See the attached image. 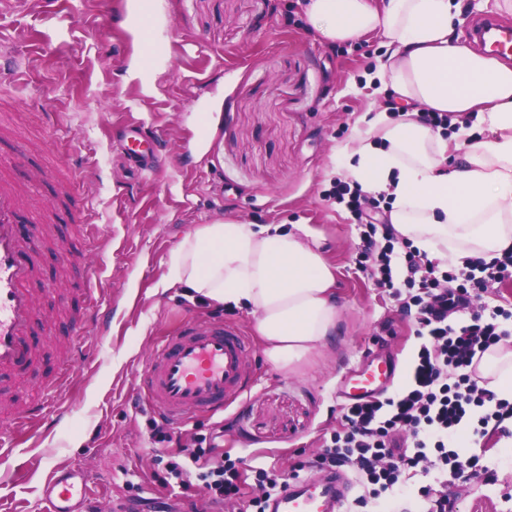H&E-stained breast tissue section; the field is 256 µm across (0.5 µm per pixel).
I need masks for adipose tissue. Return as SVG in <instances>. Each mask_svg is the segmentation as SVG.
Returning <instances> with one entry per match:
<instances>
[{"mask_svg":"<svg viewBox=\"0 0 512 512\" xmlns=\"http://www.w3.org/2000/svg\"><path fill=\"white\" fill-rule=\"evenodd\" d=\"M463 8L464 0H304L321 43L383 38L375 76L400 107L395 118L384 108L360 117L333 150V174L388 193L399 235L460 263L512 250V66L455 37ZM425 111L460 118L451 139L421 123ZM165 285L247 310L266 359L283 372L336 330L335 269L300 224L202 225L172 252ZM479 371L490 389L512 394L511 349L490 348Z\"/></svg>","mask_w":512,"mask_h":512,"instance_id":"adipose-tissue-1","label":"adipose tissue"}]
</instances>
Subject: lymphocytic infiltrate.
<instances>
[{
    "label": "lymphocytic infiltrate",
    "mask_w": 512,
    "mask_h": 512,
    "mask_svg": "<svg viewBox=\"0 0 512 512\" xmlns=\"http://www.w3.org/2000/svg\"><path fill=\"white\" fill-rule=\"evenodd\" d=\"M383 230L380 244L364 233L361 264L371 269L376 286L403 297L404 308H416L421 344L391 396L343 406L347 429L316 460L328 471L354 468L376 497L405 487L407 471L418 467L437 469L443 479L487 474L477 447L488 428L512 419V398L480 386L475 373L489 348L512 333L500 322L501 310L486 320L475 316L449 324L451 315L469 307L468 288L455 285L454 275L427 260L412 242H398L392 225ZM399 244L407 273L401 282L392 266ZM404 432L411 435L406 446L397 440ZM165 467L180 488L197 484L212 512H266L267 500L284 487L278 475L259 467L257 492L245 496L236 461L201 448L184 460H168Z\"/></svg>",
    "instance_id": "f902f5d3"
}]
</instances>
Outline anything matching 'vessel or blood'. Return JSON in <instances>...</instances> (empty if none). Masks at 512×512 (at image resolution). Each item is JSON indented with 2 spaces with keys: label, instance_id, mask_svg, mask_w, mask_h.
Masks as SVG:
<instances>
[{
  "label": "vessel or blood",
  "instance_id": "b4317fda",
  "mask_svg": "<svg viewBox=\"0 0 512 512\" xmlns=\"http://www.w3.org/2000/svg\"><path fill=\"white\" fill-rule=\"evenodd\" d=\"M479 36L503 58L512 56V29L499 24L484 25ZM141 128L128 130L127 151L140 169H151L156 155L140 148ZM0 139L9 141L11 165L22 164L29 145L11 133L0 121ZM25 187L0 180V375L16 371L35 377L39 374L33 329L40 307L31 287L36 271V255L50 233L42 209L29 203ZM111 310L100 302L85 300L72 335H87L89 329L106 332ZM247 348L239 330L230 323L216 321L206 326L187 321L181 333L169 338L155 351L141 373V388L149 408L171 423L185 424L201 411H222L225 401L239 398L247 389ZM395 375L394 365L368 355L363 368L350 379L344 393L352 400L378 392ZM62 386L43 387L37 401L0 423V447L22 426L45 419L60 403ZM351 482L340 471L313 478L289 481L269 502L268 512H342ZM46 512H79L91 504L89 477L83 469L70 468L52 473L44 488Z\"/></svg>",
  "mask_w": 512,
  "mask_h": 512
}]
</instances>
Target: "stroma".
<instances>
[{
  "mask_svg": "<svg viewBox=\"0 0 512 512\" xmlns=\"http://www.w3.org/2000/svg\"><path fill=\"white\" fill-rule=\"evenodd\" d=\"M151 2L136 39L128 0H0V48L15 56L13 69L0 73V115L36 149L18 176L75 170L89 213L84 223H56L85 262L42 260L40 281L66 289L69 300L45 293L41 302L63 324L89 287L112 308L95 360L70 376L62 418L20 437L0 465L8 512H45L46 477L73 465L104 492L100 512H125L137 495L146 500L138 512H152L170 500L163 458L182 457L195 437L218 428L220 450L242 458L247 485L259 465L291 479L343 431L337 390L362 356L383 349L403 372L420 346L415 317L359 263L361 220L325 196L336 144L374 104L366 76L382 39L323 45L299 0ZM62 45L69 53H59ZM133 123L158 138L152 171L135 168L122 146V128ZM218 218L308 225L336 270V332L292 370L266 361L246 311L161 287L172 250ZM217 314L250 345L252 388L223 412L177 426L176 442L155 445L137 375L155 342L183 319L204 323ZM53 340L41 379L0 377V417L36 400L70 361L71 337L61 330ZM505 439L491 429L480 443L495 482L452 484L458 512H512Z\"/></svg>",
  "mask_w": 512,
  "mask_h": 512,
  "instance_id": "35a3bbf8",
  "label": "stroma"
}]
</instances>
